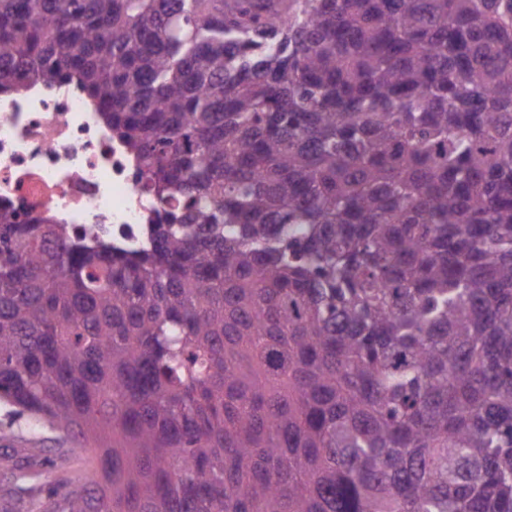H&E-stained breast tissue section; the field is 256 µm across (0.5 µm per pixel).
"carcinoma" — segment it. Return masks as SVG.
Instances as JSON below:
<instances>
[{"label":"carcinoma","instance_id":"carcinoma-1","mask_svg":"<svg viewBox=\"0 0 512 512\" xmlns=\"http://www.w3.org/2000/svg\"><path fill=\"white\" fill-rule=\"evenodd\" d=\"M32 78L158 203L0 209V406L93 461L44 512H512V0H0Z\"/></svg>","mask_w":512,"mask_h":512}]
</instances>
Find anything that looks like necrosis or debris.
<instances>
[{"instance_id":"necrosis-or-debris-1","label":"necrosis or debris","mask_w":512,"mask_h":512,"mask_svg":"<svg viewBox=\"0 0 512 512\" xmlns=\"http://www.w3.org/2000/svg\"><path fill=\"white\" fill-rule=\"evenodd\" d=\"M133 249L156 209L99 113L68 86L0 94V205Z\"/></svg>"}]
</instances>
